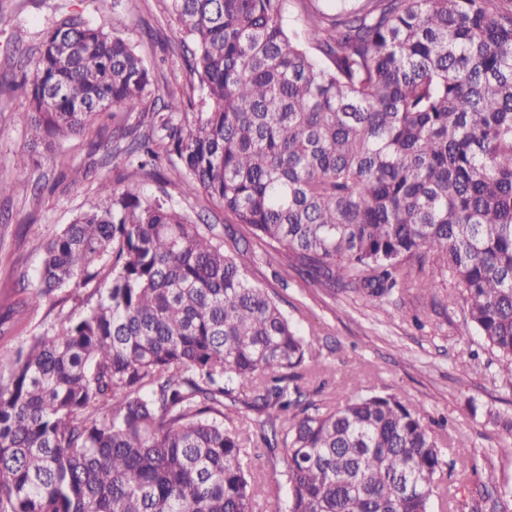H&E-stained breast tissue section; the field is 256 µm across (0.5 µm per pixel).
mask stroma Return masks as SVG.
Here are the masks:
<instances>
[{
  "mask_svg": "<svg viewBox=\"0 0 512 512\" xmlns=\"http://www.w3.org/2000/svg\"><path fill=\"white\" fill-rule=\"evenodd\" d=\"M107 16L114 31L133 44L155 76L156 92L148 108H160L166 91L194 95V81L174 43L178 24L168 0H0V78L21 75L28 57L37 53L46 31L74 16L97 22ZM28 103L20 92L0 94V180L10 192L0 196V303L19 280L34 282L45 246L93 200L101 182L121 187L133 178L145 193L166 191L175 208L209 216L225 236L240 238L249 280L276 300L319 361L320 370L305 384L321 389L326 401L358 394L394 393L417 403L423 422L445 447L478 455L481 480L491 493L483 512H512V497L498 498L496 489L512 487V447H505L494 416L512 415V388L499 378L495 354L480 336L461 340L459 308L450 297L455 289L440 281L434 294H393L379 301L341 289L304 281L287 267L273 248L251 237L241 224L200 192L179 184L160 185L152 176L107 157L115 127L137 124V113L109 112L87 134L39 151L35 163L21 168L17 156L28 148ZM88 169L78 184L59 181L60 173ZM97 280L79 289L66 288L30 318L26 331L0 341V351L25 345L61 319L79 317L87 297L104 287ZM363 368L352 380V366Z\"/></svg>",
  "mask_w": 512,
  "mask_h": 512,
  "instance_id": "obj_1",
  "label": "stroma"
}]
</instances>
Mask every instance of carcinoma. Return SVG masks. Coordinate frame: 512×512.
Returning <instances> with one entry per match:
<instances>
[{"mask_svg": "<svg viewBox=\"0 0 512 512\" xmlns=\"http://www.w3.org/2000/svg\"><path fill=\"white\" fill-rule=\"evenodd\" d=\"M202 110L144 108L135 47L78 17L11 87L32 148L141 112L112 157L170 174L325 288L380 300L436 277L512 388V0H171ZM108 286L76 320L0 353V512H253L245 444L278 449L288 512H433L448 453L395 394L323 409L306 340L216 225L136 180L104 185L18 288L20 331L64 288Z\"/></svg>", "mask_w": 512, "mask_h": 512, "instance_id": "carcinoma-1", "label": "carcinoma"}]
</instances>
